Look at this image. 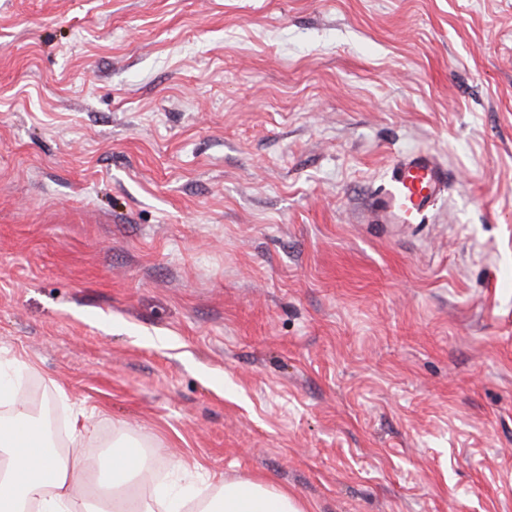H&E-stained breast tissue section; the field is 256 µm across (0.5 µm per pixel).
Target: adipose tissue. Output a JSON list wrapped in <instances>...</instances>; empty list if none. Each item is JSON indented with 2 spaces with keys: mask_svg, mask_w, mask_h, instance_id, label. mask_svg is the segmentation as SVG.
Listing matches in <instances>:
<instances>
[{
  "mask_svg": "<svg viewBox=\"0 0 512 512\" xmlns=\"http://www.w3.org/2000/svg\"><path fill=\"white\" fill-rule=\"evenodd\" d=\"M0 512H306L287 490L241 478L214 494L182 497L158 488L145 497L138 484L150 471L147 453L126 461L127 439L113 441L110 489L90 491L93 464L82 452L50 447L45 426L28 411L19 388L0 377Z\"/></svg>",
  "mask_w": 512,
  "mask_h": 512,
  "instance_id": "obj_1",
  "label": "adipose tissue"
}]
</instances>
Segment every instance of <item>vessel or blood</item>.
I'll return each mask as SVG.
<instances>
[{
    "instance_id": "b4317fda",
    "label": "vessel or blood",
    "mask_w": 512,
    "mask_h": 512,
    "mask_svg": "<svg viewBox=\"0 0 512 512\" xmlns=\"http://www.w3.org/2000/svg\"><path fill=\"white\" fill-rule=\"evenodd\" d=\"M448 185V171L430 152L402 154L389 181L374 199L373 223L418 224L436 206Z\"/></svg>"
}]
</instances>
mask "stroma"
Returning a JSON list of instances; mask_svg holds the SVG:
<instances>
[{"mask_svg": "<svg viewBox=\"0 0 512 512\" xmlns=\"http://www.w3.org/2000/svg\"><path fill=\"white\" fill-rule=\"evenodd\" d=\"M410 151L448 190L366 223ZM141 486L512 512V0H0V373Z\"/></svg>", "mask_w": 512, "mask_h": 512, "instance_id": "35a3bbf8", "label": "stroma"}]
</instances>
